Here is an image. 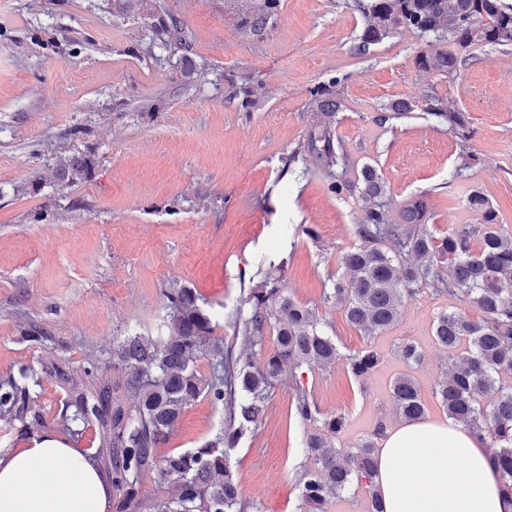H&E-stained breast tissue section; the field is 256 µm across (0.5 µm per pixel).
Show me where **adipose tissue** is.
<instances>
[{
    "label": "adipose tissue",
    "mask_w": 512,
    "mask_h": 512,
    "mask_svg": "<svg viewBox=\"0 0 512 512\" xmlns=\"http://www.w3.org/2000/svg\"><path fill=\"white\" fill-rule=\"evenodd\" d=\"M385 512H512L486 440L453 420L404 421L376 453ZM92 453L45 433L0 455V512H112Z\"/></svg>",
    "instance_id": "adipose-tissue-1"
}]
</instances>
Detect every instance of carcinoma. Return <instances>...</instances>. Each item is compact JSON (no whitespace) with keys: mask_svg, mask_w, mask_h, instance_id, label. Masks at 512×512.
<instances>
[{"mask_svg":"<svg viewBox=\"0 0 512 512\" xmlns=\"http://www.w3.org/2000/svg\"><path fill=\"white\" fill-rule=\"evenodd\" d=\"M276 3L264 0L255 7L248 31L264 28ZM361 8L367 17L363 43H378L399 28L416 30L439 45L419 58V66L448 75L458 68V51L475 44L512 43V4L505 0H369ZM448 40L455 49L444 45ZM317 95L322 120L311 128L304 150L328 170L336 193H356L366 208V223L358 228L360 243L342 254V273L325 298L371 338L397 323L402 306L423 284L474 305L482 314L478 321L448 311L434 321L435 342L452 356L451 371L437 382L433 395L449 419L484 436L503 491L512 499V385L503 381L512 375V293L501 287L502 280H512V232L496 222L479 194L469 197L468 207L480 214L482 223L462 224L448 235L437 237L428 230V203L422 196L402 205L397 223H387L384 182L374 167L364 166L353 182L335 173L341 156L331 123L338 102L323 91ZM429 111L451 131L464 126L461 115L439 101ZM89 170L87 159L72 157L59 175L74 184L87 178ZM445 263L452 268L449 279L442 275ZM163 296L167 313L158 335L129 336L112 347V360L125 372L124 388L133 404H113L110 385L94 376L89 386L74 392V412L63 415V430L79 436L92 420L101 424L115 512H241L244 501L228 451L254 432L283 371H322L341 361L360 380L376 369L380 356L371 346L342 354L316 313L292 300L279 278L268 277L250 289L247 309H238L233 321L252 345L263 340L266 330L275 333L273 352L258 364L213 339L211 315L192 289L167 288ZM397 352L408 365L421 361L411 342L398 345ZM205 357L210 359L208 376L197 369V360ZM34 376V370L22 367L19 377L0 381V420L26 422ZM390 394L402 420L425 418V401L412 375L394 377ZM201 397L227 411L225 426L198 448L161 454L159 448L168 443L183 413ZM295 410L314 426L305 439L312 466L301 470L299 512H326L331 500L363 483L369 494L365 512H384L376 483L377 440L384 422L358 447L338 448L334 438L345 426L344 416L322 412L303 387L298 388ZM150 473L157 474L159 487L171 486L176 494H144L142 479Z\"/></svg>","mask_w":512,"mask_h":512,"instance_id":"1","label":"carcinoma"}]
</instances>
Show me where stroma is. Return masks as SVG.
Returning <instances> with one entry per match:
<instances>
[{"label":"stroma","instance_id":"stroma-1","mask_svg":"<svg viewBox=\"0 0 512 512\" xmlns=\"http://www.w3.org/2000/svg\"><path fill=\"white\" fill-rule=\"evenodd\" d=\"M260 2L0 0V380L33 367L31 405L42 416L28 429L0 420L1 454L61 433L89 368L111 381L114 401L130 404L112 344L155 335L164 289H192L215 338L239 350L237 309L277 275L341 353L371 346L382 361L362 382L339 362L271 389L258 427L229 452L245 512L276 503L297 512L312 429L295 413L297 387L345 417L340 448L357 447L377 421L398 423L390 385L407 371L427 416L443 417L432 391L448 355L433 323L443 311L476 320L478 310L424 287L382 336L349 324L325 295L366 211L300 146L318 119L314 94L328 89L340 101L333 130L346 176L377 170L387 221L423 195L443 236L479 223L468 207L478 193L512 230V45L475 46L447 77L419 66L431 48L416 31L362 45L358 0H278L267 25L245 34ZM170 15L187 32L189 63L162 41ZM433 98L462 114L464 130L429 114ZM74 156L91 172L70 184L58 169ZM407 340L422 354L411 367L395 353ZM223 424V411L198 399L167 447H200Z\"/></svg>","mask_w":512,"mask_h":512}]
</instances>
